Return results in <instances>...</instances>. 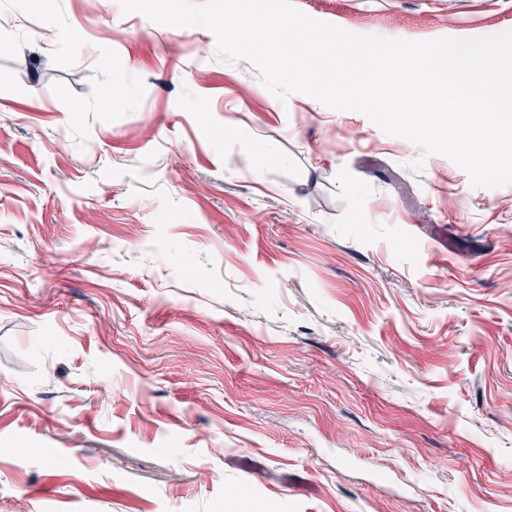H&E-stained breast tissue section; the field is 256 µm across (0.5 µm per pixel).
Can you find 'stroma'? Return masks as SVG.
Masks as SVG:
<instances>
[{
    "mask_svg": "<svg viewBox=\"0 0 512 512\" xmlns=\"http://www.w3.org/2000/svg\"><path fill=\"white\" fill-rule=\"evenodd\" d=\"M0 512H512V184L280 102L206 28L0 0Z\"/></svg>",
    "mask_w": 512,
    "mask_h": 512,
    "instance_id": "stroma-1",
    "label": "stroma"
}]
</instances>
